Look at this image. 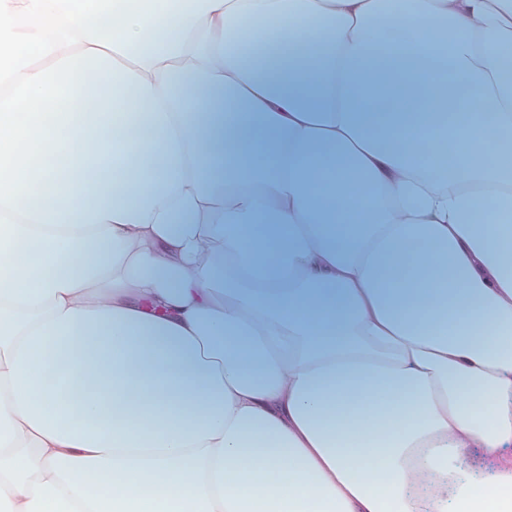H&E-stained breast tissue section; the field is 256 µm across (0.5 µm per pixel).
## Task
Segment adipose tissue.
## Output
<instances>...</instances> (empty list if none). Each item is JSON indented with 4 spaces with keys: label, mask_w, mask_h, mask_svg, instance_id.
Instances as JSON below:
<instances>
[{
    "label": "adipose tissue",
    "mask_w": 512,
    "mask_h": 512,
    "mask_svg": "<svg viewBox=\"0 0 512 512\" xmlns=\"http://www.w3.org/2000/svg\"><path fill=\"white\" fill-rule=\"evenodd\" d=\"M409 19L511 128L512 0H0V512H512V143L369 132ZM334 165L336 172L345 182L348 192L356 197L363 205L371 206L374 203V198L363 186L360 176L343 161L336 160Z\"/></svg>",
    "instance_id": "1"
}]
</instances>
